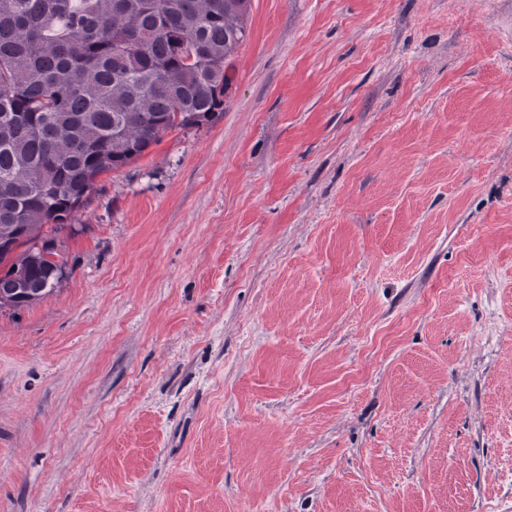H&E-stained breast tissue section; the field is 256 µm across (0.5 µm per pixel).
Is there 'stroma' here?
<instances>
[{"label": "stroma", "instance_id": "35a3bbf8", "mask_svg": "<svg viewBox=\"0 0 512 512\" xmlns=\"http://www.w3.org/2000/svg\"><path fill=\"white\" fill-rule=\"evenodd\" d=\"M247 32L0 309V512H512V0Z\"/></svg>", "mask_w": 512, "mask_h": 512}]
</instances>
